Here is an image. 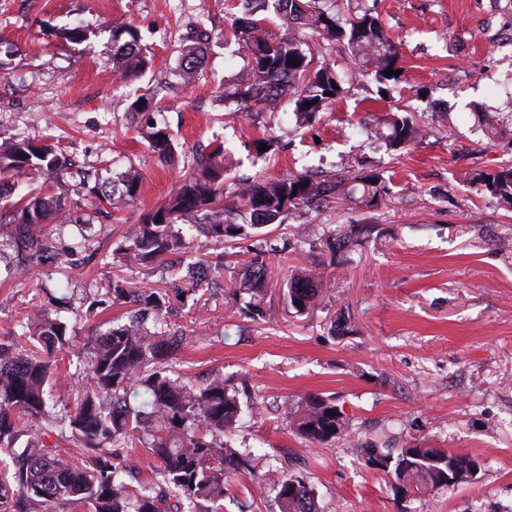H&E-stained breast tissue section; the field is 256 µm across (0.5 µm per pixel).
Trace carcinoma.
<instances>
[{"mask_svg":"<svg viewBox=\"0 0 512 512\" xmlns=\"http://www.w3.org/2000/svg\"><path fill=\"white\" fill-rule=\"evenodd\" d=\"M273 2L274 11L288 26V34L270 41L257 14ZM323 0H247L248 9L231 21V34L245 48L249 78L237 85L232 97L238 111L247 116L265 113L275 121L280 100L293 98L294 112L308 123L344 93V78L323 55L327 43H341L358 72L373 76L378 92H391L403 76L385 71L403 69L400 47L386 34L379 16L364 10L341 24L336 14L321 6ZM306 49H301V46ZM202 41L182 50L178 76L194 86L200 72ZM296 59L300 65L290 64ZM112 71L124 83L142 75L152 60L141 44L137 27L123 24L112 29ZM137 97L131 111L143 124V135L157 159L175 164L176 149L170 134L154 124ZM311 107H305V104ZM429 130L413 113L389 110L370 128L371 137L397 151ZM224 144L219 142L209 161L184 168L179 185L163 205L142 216L125 237L123 255L142 262L181 264L186 242L175 231L176 224L190 217L205 235L217 242L239 238L251 241L250 260L235 282V295L249 296L245 308L260 316L267 284V257L284 248L262 229L282 223L289 210H318L332 203L356 201L379 206L390 195L391 179L374 169H352L339 178L321 181L309 175H287L274 181H251L234 185V208L224 207ZM71 163L51 144L35 145L27 139L0 142V176L18 177L28 170L52 176L57 192L29 190L10 202L14 220L9 236L19 252L32 258L55 256L62 262L91 243L87 224H72L64 214L67 191L85 184L64 179ZM492 181H486V177ZM459 178L487 193L500 205L512 209V164L489 174L464 171ZM121 191L109 194L106 185L94 186L112 209L120 211L139 193L141 177L133 168L120 176ZM55 224V235L42 234L44 224ZM374 231L371 225L350 224L323 234L325 252L310 264L325 265L322 257ZM213 289L208 274L189 267L185 287L175 288L177 297L200 286ZM328 295V281L316 269H299L287 284L289 306L304 314L319 306ZM122 305L127 310L105 321L106 330L83 344L79 380L66 371L58 354L74 341L68 325L52 307L41 305L27 317L23 328L35 338L40 350L19 348L15 330L0 339V451L7 453L12 467H0V512H220L228 481L251 472L255 455L234 447L233 434L241 421L238 388L218 374L199 384L173 379L169 363L175 359L184 334L163 321L170 305L166 291L129 288L114 281L105 298L93 300L92 313ZM72 381L73 401L56 410L53 389ZM295 435L308 446L325 445L348 430L335 400L315 394L289 412ZM54 442H48V439ZM75 447L79 457L70 462L60 453L62 444ZM143 448L159 462L154 479L134 488L127 482L136 465L122 453L124 448ZM365 463L397 482L396 491L415 498L429 490L448 486V477L458 486L476 476L478 462L468 455L444 448L407 443L399 448L368 444ZM268 493L276 512H318L314 489L301 477L281 473L270 484L257 485Z\"/></svg>","mask_w":512,"mask_h":512,"instance_id":"1","label":"carcinoma"}]
</instances>
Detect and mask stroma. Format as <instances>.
<instances>
[{"mask_svg":"<svg viewBox=\"0 0 512 512\" xmlns=\"http://www.w3.org/2000/svg\"><path fill=\"white\" fill-rule=\"evenodd\" d=\"M366 3L400 47L403 81L383 100L372 77H356L303 127L282 102L268 129L227 98L246 76L230 33L231 16L242 11L235 0H0V141L51 139L93 181H115L131 166L141 174L137 198L119 213L87 192L66 198V216L90 222L94 234L73 263L42 259L19 276L0 271V330L25 321L48 293L63 294L70 307L61 317L79 348L117 314L88 313L93 285L162 287L160 269L122 257L125 230L169 196L181 163L208 154L213 141L224 144L230 184L301 172L325 178L364 161L391 179L393 195L380 206L339 202L283 215V236L299 224L318 234L378 227L346 263L323 267L330 295L317 310L301 316L287 303L288 275L307 263L295 252L271 262L263 317L221 290L172 303L168 321L186 335L173 376L246 379L257 409L235 440L261 459L254 475L229 482L223 512H274L271 499L247 489L288 460L314 487L320 512H512V254L486 239L512 225V211L458 179L512 162V47L500 41L512 28V0ZM121 23L136 26L154 55L153 68L127 85L108 63ZM76 26L87 31L79 45L63 37ZM198 28L209 35L206 82L191 87L176 67ZM142 93L173 135L179 165L161 164L142 139L129 110ZM392 107L433 116L432 133L397 153L371 145L370 125ZM480 112L501 120L494 141L477 127ZM269 136L275 145L257 154L254 141ZM341 312L349 332L336 336ZM310 394L335 398L349 435L312 448L294 436L288 412ZM387 429L397 448L419 442L472 456L475 479L402 499L392 478L363 460V448Z\"/></svg>","mask_w":512,"mask_h":512,"instance_id":"obj_1","label":"stroma"}]
</instances>
